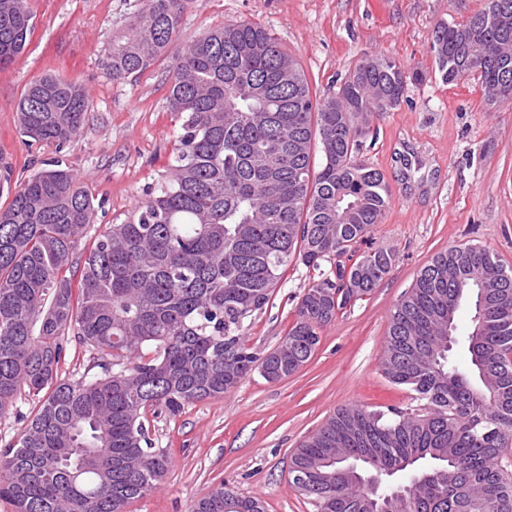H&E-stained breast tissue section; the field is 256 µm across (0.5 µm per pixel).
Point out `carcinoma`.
Returning a JSON list of instances; mask_svg holds the SVG:
<instances>
[{"mask_svg":"<svg viewBox=\"0 0 512 512\" xmlns=\"http://www.w3.org/2000/svg\"><path fill=\"white\" fill-rule=\"evenodd\" d=\"M187 0H134L112 37L115 82L144 73L181 31ZM437 26L431 50L442 82L478 74L486 95L512 84V0ZM27 0H0V65L31 34ZM405 71L385 55L355 64L338 91L313 92L297 59L268 29L226 23L191 40L169 66L168 111L180 119L165 176L126 221L84 252L95 206L62 161L15 187L0 207V417L23 392L36 402L16 443L0 450V497L14 512H125L156 489L171 458L148 415L236 388L257 370L297 372L324 326L377 288L394 255L370 240L391 203L382 172L358 160L360 138L399 106ZM91 102L75 81L34 79L17 106L21 136L59 149L76 138ZM319 140L322 162L312 163ZM343 257L326 273L322 263ZM320 271L272 350L258 354L245 322L269 303L290 262ZM462 365L443 346L459 307L476 304ZM92 356L90 377H62L69 337ZM384 376L424 411L346 406L303 440L294 484L315 512H359L370 490L344 469L377 449L380 467L424 480L388 512H512V267L491 250L453 246L418 273L394 305ZM224 486L193 512H225Z\"/></svg>","mask_w":512,"mask_h":512,"instance_id":"1","label":"carcinoma"}]
</instances>
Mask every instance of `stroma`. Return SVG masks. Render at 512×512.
Wrapping results in <instances>:
<instances>
[{
    "mask_svg": "<svg viewBox=\"0 0 512 512\" xmlns=\"http://www.w3.org/2000/svg\"><path fill=\"white\" fill-rule=\"evenodd\" d=\"M486 0H187L182 36L170 54L198 35L235 21L268 28L300 61L311 87L334 93L361 59L383 54L419 72L394 111L376 121L360 160L381 171L392 201L371 237L392 250L390 273L321 332L311 359L278 382L252 373L221 397L155 418L156 447L172 464L158 488L128 512H192L216 486L261 499L266 512H313L290 482L299 442L337 409L413 404L410 390L381 370L388 317L439 252L486 247L512 266V100L487 105L475 81L443 83L431 51L441 23H459ZM33 29L25 49L0 66V174L26 180L60 158L99 207L88 234L127 219L175 153L179 123L166 108L168 64L133 81L104 68L122 31L125 0H29ZM79 82L93 104L80 136L56 149L26 145L16 107L27 84L45 73ZM311 279L290 265L246 335L257 352L273 349L295 317Z\"/></svg>",
    "mask_w": 512,
    "mask_h": 512,
    "instance_id": "35a3bbf8",
    "label": "stroma"
}]
</instances>
